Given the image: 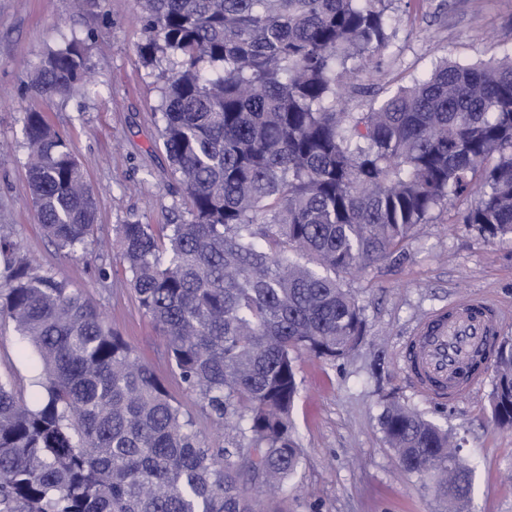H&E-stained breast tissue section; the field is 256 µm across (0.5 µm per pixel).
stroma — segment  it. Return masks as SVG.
I'll use <instances>...</instances> for the list:
<instances>
[{"label":"stroma","mask_w":512,"mask_h":512,"mask_svg":"<svg viewBox=\"0 0 512 512\" xmlns=\"http://www.w3.org/2000/svg\"><path fill=\"white\" fill-rule=\"evenodd\" d=\"M391 12L397 25L383 62L395 84H409L444 57L477 62L512 53V0H392ZM74 35L92 69L88 93L35 95L29 84L41 56ZM144 42L139 0H85L79 11L73 0H0V235L16 242L17 258L34 261L96 307L217 448L223 437L174 374L113 249L125 223L158 227L190 218L160 137V88L173 63L161 56L146 65ZM33 110L66 140L96 201L94 235L74 254L44 235L29 194L23 124ZM474 203L471 196L450 200L389 259L343 276L366 333L343 359L297 354L293 417L303 460L283 493L254 489L265 512H450L431 476L403 471L386 443L379 416L389 398L417 409L458 444L473 485L460 512H512V427L493 420V375L467 398L437 404L414 392L402 362L418 321L459 293H487L512 310V238L462 225ZM39 372L33 350L11 325L1 326L0 376L14 381L24 401L38 395Z\"/></svg>","instance_id":"35a3bbf8"}]
</instances>
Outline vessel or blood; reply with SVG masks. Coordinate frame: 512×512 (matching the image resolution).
Listing matches in <instances>:
<instances>
[{"label": "vessel or blood", "mask_w": 512, "mask_h": 512, "mask_svg": "<svg viewBox=\"0 0 512 512\" xmlns=\"http://www.w3.org/2000/svg\"><path fill=\"white\" fill-rule=\"evenodd\" d=\"M507 315L485 293L461 295L430 312L417 325L403 356L415 392L442 401L470 395L484 377L473 363L500 333Z\"/></svg>", "instance_id": "obj_1"}]
</instances>
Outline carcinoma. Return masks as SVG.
Listing matches in <instances>:
<instances>
[{
	"mask_svg": "<svg viewBox=\"0 0 512 512\" xmlns=\"http://www.w3.org/2000/svg\"><path fill=\"white\" fill-rule=\"evenodd\" d=\"M390 0H142L143 57L181 58L161 88V137L191 219L122 225L130 286L202 411L192 415L82 295L15 257L0 236V323L38 355L29 405L0 378V512H263L303 451L295 356L345 358L366 331L336 274L373 267L452 197L484 190L461 223L512 236V54L443 61L380 95ZM373 98L350 112L343 94ZM83 40L49 49L40 97L87 89ZM27 182L45 235L84 247L93 194L43 113L24 118ZM492 367L495 423L512 427V342ZM402 469L432 473L455 505L470 469L448 431L394 399L380 416Z\"/></svg>",
	"mask_w": 512,
	"mask_h": 512,
	"instance_id": "obj_1",
	"label": "carcinoma"
}]
</instances>
